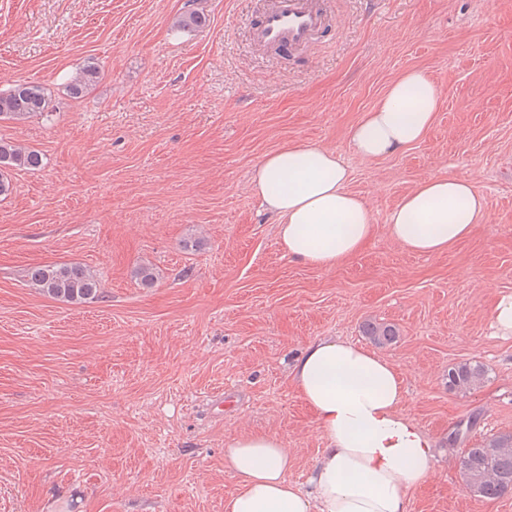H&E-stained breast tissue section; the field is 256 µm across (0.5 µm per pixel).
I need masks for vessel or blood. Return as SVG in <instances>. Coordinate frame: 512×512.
Segmentation results:
<instances>
[{"mask_svg": "<svg viewBox=\"0 0 512 512\" xmlns=\"http://www.w3.org/2000/svg\"><path fill=\"white\" fill-rule=\"evenodd\" d=\"M326 17L323 0H272L269 8L252 18L250 32L256 44L292 55L315 41Z\"/></svg>", "mask_w": 512, "mask_h": 512, "instance_id": "vessel-or-blood-1", "label": "vessel or blood"}]
</instances>
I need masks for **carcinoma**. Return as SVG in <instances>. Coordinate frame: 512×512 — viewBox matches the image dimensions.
<instances>
[{
    "label": "carcinoma",
    "mask_w": 512,
    "mask_h": 512,
    "mask_svg": "<svg viewBox=\"0 0 512 512\" xmlns=\"http://www.w3.org/2000/svg\"><path fill=\"white\" fill-rule=\"evenodd\" d=\"M207 18L197 10H188L178 17L176 25L191 30L205 25ZM101 79L98 66L87 63L67 84L70 97L78 99ZM50 113V99L45 88L27 80L16 81L9 89L0 90V120L24 123L28 119ZM42 165L39 152L19 144L0 141V196L11 192L8 170L24 168L35 170ZM28 282L40 293L66 302H82L99 298L101 284L89 269L76 264L38 265L28 270ZM133 277L144 288H152L157 281L155 269L140 264ZM364 335L374 344L387 346L398 336L389 324L369 322ZM487 379L483 364L462 361L448 368V389L467 392ZM459 473L463 488L474 497L498 499L512 494V434L492 437L472 448H467L459 459Z\"/></svg>",
    "instance_id": "obj_1"
}]
</instances>
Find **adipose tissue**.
Masks as SVG:
<instances>
[{
    "instance_id": "ef3b65f1",
    "label": "adipose tissue",
    "mask_w": 512,
    "mask_h": 512,
    "mask_svg": "<svg viewBox=\"0 0 512 512\" xmlns=\"http://www.w3.org/2000/svg\"><path fill=\"white\" fill-rule=\"evenodd\" d=\"M439 92L420 69L403 72L349 133L353 151L373 160L421 140ZM335 152L293 146L268 153L253 186L277 215L288 257L331 269L358 253L375 226L366 204L347 191ZM485 218L484 201L466 180H422L395 206L387 233L405 249L435 255L467 238ZM291 379L314 413L325 442L306 485L289 481L290 457L275 435H244L224 451L241 479L225 512H409L410 490L425 480L436 443L401 412L403 382L393 364L335 339L310 342Z\"/></svg>"
}]
</instances>
